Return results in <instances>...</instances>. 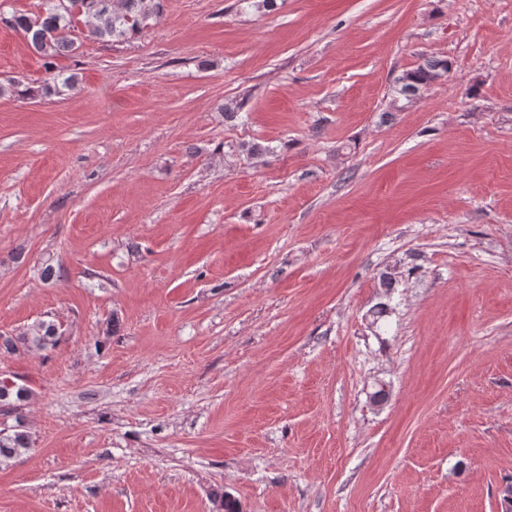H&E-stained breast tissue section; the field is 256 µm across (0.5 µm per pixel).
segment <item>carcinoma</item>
<instances>
[{"mask_svg": "<svg viewBox=\"0 0 512 512\" xmlns=\"http://www.w3.org/2000/svg\"><path fill=\"white\" fill-rule=\"evenodd\" d=\"M163 15L162 0H42V10L31 16L7 13L8 27L19 31L33 51L45 60L47 74L55 90L71 89L76 77L55 73L52 60L78 49V35L101 42L125 40L140 33L148 22L159 21ZM85 22L87 31L78 30ZM451 64L443 57L425 60L404 72L396 80V99L392 107L402 108L401 100L412 101L424 88L449 76ZM60 338L59 326L50 320H40L18 335L0 334V353L22 350H47ZM33 395L29 385L16 376L0 375V462L18 459L31 449L32 439L26 427L27 406ZM13 424H6V420ZM219 512H240L236 499L225 492L212 493Z\"/></svg>", "mask_w": 512, "mask_h": 512, "instance_id": "cac0c4a2", "label": "carcinoma"}]
</instances>
